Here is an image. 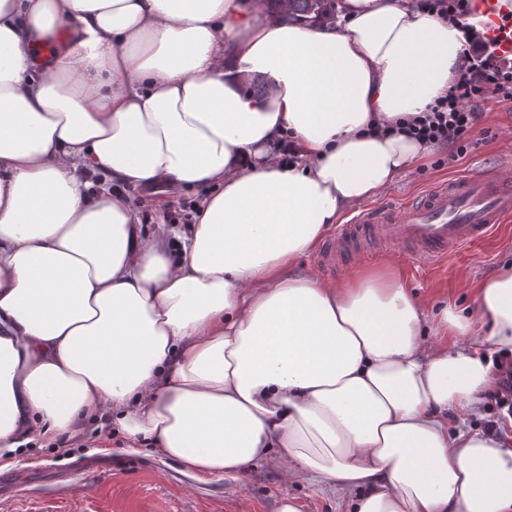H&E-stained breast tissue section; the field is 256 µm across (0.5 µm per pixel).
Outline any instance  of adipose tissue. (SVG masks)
Returning <instances> with one entry per match:
<instances>
[{
  "instance_id": "1",
  "label": "adipose tissue",
  "mask_w": 512,
  "mask_h": 512,
  "mask_svg": "<svg viewBox=\"0 0 512 512\" xmlns=\"http://www.w3.org/2000/svg\"><path fill=\"white\" fill-rule=\"evenodd\" d=\"M336 10L0 0L1 448L105 408L192 475L271 460L351 512H512V443L448 423L490 383L481 350L512 349V269L432 327L394 266L290 272L429 155L382 128L469 49L412 0ZM155 184L208 187L188 231L143 235L123 189Z\"/></svg>"
}]
</instances>
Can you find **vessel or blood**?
<instances>
[{
    "label": "vessel or blood",
    "instance_id": "vessel-or-blood-1",
    "mask_svg": "<svg viewBox=\"0 0 512 512\" xmlns=\"http://www.w3.org/2000/svg\"><path fill=\"white\" fill-rule=\"evenodd\" d=\"M483 16L486 34L498 51L512 55V12L501 0H470ZM512 222V171L488 168L460 174L426 190L417 199L393 206L370 205L339 225L317 256L321 270L335 274L353 256L388 245L426 264L487 238Z\"/></svg>",
    "mask_w": 512,
    "mask_h": 512
}]
</instances>
